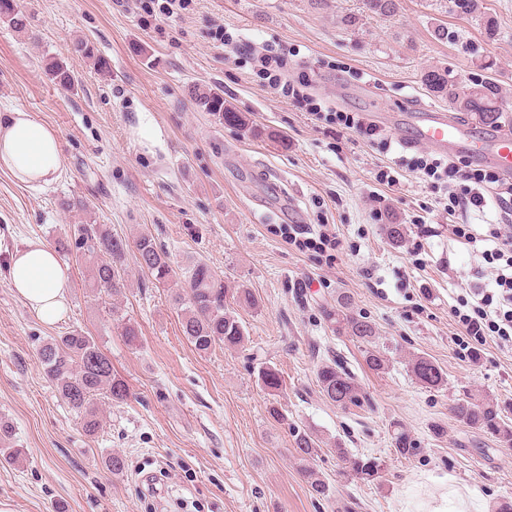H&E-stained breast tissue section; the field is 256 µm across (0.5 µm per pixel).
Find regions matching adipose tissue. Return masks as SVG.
<instances>
[{"label":"adipose tissue","mask_w":512,"mask_h":512,"mask_svg":"<svg viewBox=\"0 0 512 512\" xmlns=\"http://www.w3.org/2000/svg\"><path fill=\"white\" fill-rule=\"evenodd\" d=\"M64 166L58 132L23 110L0 114V171L41 188L59 178ZM9 287L42 321L52 324L67 308L70 281L54 248L31 243L9 264Z\"/></svg>","instance_id":"adipose-tissue-1"}]
</instances>
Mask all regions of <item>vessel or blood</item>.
Here are the masks:
<instances>
[{
	"mask_svg": "<svg viewBox=\"0 0 512 512\" xmlns=\"http://www.w3.org/2000/svg\"><path fill=\"white\" fill-rule=\"evenodd\" d=\"M417 141L440 154L466 153L479 162L494 165L505 177L512 178V130L503 128L478 136L466 126L452 121L446 112L428 107L413 125Z\"/></svg>",
	"mask_w": 512,
	"mask_h": 512,
	"instance_id": "1",
	"label": "vessel or blood"
}]
</instances>
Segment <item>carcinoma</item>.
I'll list each match as a JSON object with an SVG mask.
<instances>
[{
  "label": "carcinoma",
  "instance_id": "obj_1",
  "mask_svg": "<svg viewBox=\"0 0 512 512\" xmlns=\"http://www.w3.org/2000/svg\"><path fill=\"white\" fill-rule=\"evenodd\" d=\"M363 8L367 14L393 17L400 10V0H363ZM0 21L15 30L27 27V18L15 0H0ZM72 52L95 59L97 67L103 71L109 69L108 61L97 55L94 46L85 41L76 42ZM49 75L64 88L72 86L70 72L60 60L50 63ZM423 83L434 96L448 100V107L455 112L475 116L490 125L497 124L502 117L500 92L489 80L473 78L469 85L462 87L453 69L435 66L424 73ZM196 101L202 111L211 114L221 124L241 128L248 126L247 117L230 108L224 100V91L218 88L200 93ZM135 247L136 264L142 273L159 283L171 277L170 257L157 245L151 233L141 232ZM55 249L74 257L77 262L90 265V286L94 290L103 291L114 300L123 295L127 244L106 227L81 224L73 233L66 232L55 239ZM227 294L224 282L207 263L198 260L189 265L182 290L172 296V301L180 312L182 332L196 351L206 353L216 345L235 348L243 344L244 327L229 306ZM323 315L337 333L365 346L364 360L371 370L382 372L388 367L386 352L375 345L377 328L367 317L351 309L348 297H340L337 305L324 310ZM37 358L46 379L79 415L81 429L88 437L96 436L102 428L98 401L121 402L128 396V385L113 373L110 358L93 337L81 331H68L42 342L37 349ZM409 368L415 380L426 388H438L447 381L446 373L427 356H414ZM258 380L269 392H277L283 387L279 370L271 365L259 367ZM317 382L322 396L343 409L369 403L367 394L340 360L322 362L317 369ZM510 412L512 407L502 406L472 392L458 399L452 407L456 420L490 436L506 448H512ZM291 435L299 470L312 494L322 498L328 496L329 484L309 466L310 459L320 450L319 439L304 428H291ZM392 447L403 458L415 457L421 452L418 441L399 423L393 424ZM334 453L352 478L370 483L381 477L379 458L354 455L339 443Z\"/></svg>",
  "mask_w": 512,
  "mask_h": 512
}]
</instances>
